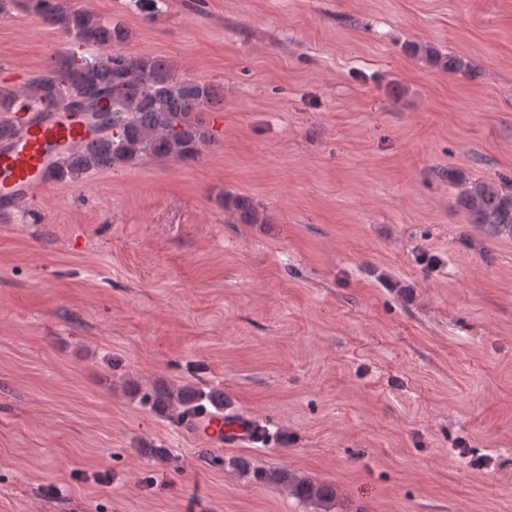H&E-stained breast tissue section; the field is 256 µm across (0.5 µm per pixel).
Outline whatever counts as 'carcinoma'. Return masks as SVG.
<instances>
[{
    "instance_id": "carcinoma-1",
    "label": "carcinoma",
    "mask_w": 512,
    "mask_h": 512,
    "mask_svg": "<svg viewBox=\"0 0 512 512\" xmlns=\"http://www.w3.org/2000/svg\"><path fill=\"white\" fill-rule=\"evenodd\" d=\"M27 2L47 25L73 36L88 52L81 57L58 55L25 89L0 90V112H31L36 107L58 112L69 97L96 103L110 93L112 118L120 120L106 128L100 139L65 161L58 177L127 164L148 154L182 161L196 157L209 132L192 119V113L213 100L209 84L177 77L163 59L125 54L122 45L129 32L124 26L105 24L96 14L69 0ZM421 52L450 73L470 67L456 57L440 55L430 45L422 46ZM448 179L459 188L456 205L468 223L492 234L512 235V192L490 179L469 177L451 169ZM224 209L239 214L244 224L262 222L247 197L224 195ZM151 400L153 406L180 418L198 407L201 396L191 387L174 392L160 386ZM231 464L259 483L283 487L302 502L336 504V488L328 483L283 467L255 468L243 458H235Z\"/></svg>"
}]
</instances>
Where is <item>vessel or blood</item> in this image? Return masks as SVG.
I'll return each instance as SVG.
<instances>
[{
    "label": "vessel or blood",
    "mask_w": 512,
    "mask_h": 512,
    "mask_svg": "<svg viewBox=\"0 0 512 512\" xmlns=\"http://www.w3.org/2000/svg\"><path fill=\"white\" fill-rule=\"evenodd\" d=\"M80 114L7 113L0 119V213L10 214L51 188L64 157L95 140ZM184 429L216 448L257 443L264 428L257 419L223 412L188 414Z\"/></svg>",
    "instance_id": "obj_1"
}]
</instances>
